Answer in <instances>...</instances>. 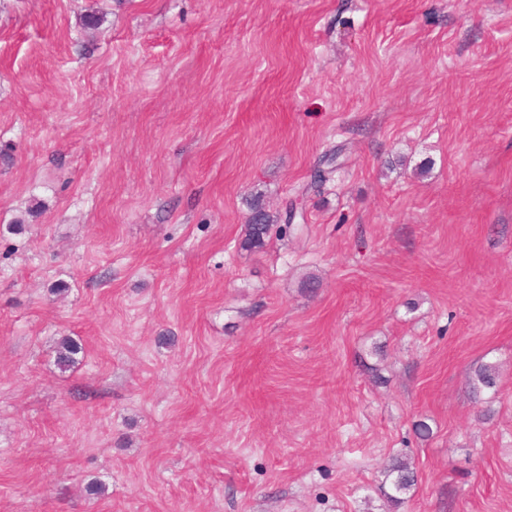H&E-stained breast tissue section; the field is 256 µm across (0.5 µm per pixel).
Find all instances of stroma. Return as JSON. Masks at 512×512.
Instances as JSON below:
<instances>
[{"mask_svg": "<svg viewBox=\"0 0 512 512\" xmlns=\"http://www.w3.org/2000/svg\"><path fill=\"white\" fill-rule=\"evenodd\" d=\"M0 512H512V0H0ZM385 478V484L388 482L391 493L385 492L384 495L398 506L404 502L400 495L406 494L415 485L416 470L409 462L399 461L386 471Z\"/></svg>", "mask_w": 512, "mask_h": 512, "instance_id": "35a3bbf8", "label": "stroma"}]
</instances>
